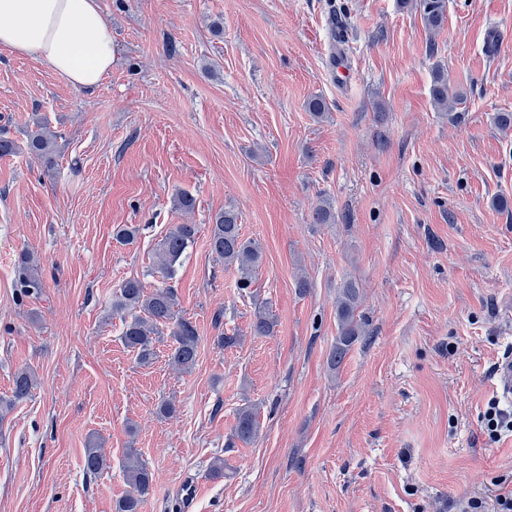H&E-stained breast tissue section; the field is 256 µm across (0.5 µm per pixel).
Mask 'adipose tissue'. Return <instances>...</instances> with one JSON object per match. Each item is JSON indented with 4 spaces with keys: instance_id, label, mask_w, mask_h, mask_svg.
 I'll list each match as a JSON object with an SVG mask.
<instances>
[{
    "instance_id": "1",
    "label": "adipose tissue",
    "mask_w": 512,
    "mask_h": 512,
    "mask_svg": "<svg viewBox=\"0 0 512 512\" xmlns=\"http://www.w3.org/2000/svg\"><path fill=\"white\" fill-rule=\"evenodd\" d=\"M0 47L46 62L76 89L112 72V33L99 0H0Z\"/></svg>"
}]
</instances>
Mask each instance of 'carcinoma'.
Listing matches in <instances>:
<instances>
[{
	"mask_svg": "<svg viewBox=\"0 0 512 512\" xmlns=\"http://www.w3.org/2000/svg\"><path fill=\"white\" fill-rule=\"evenodd\" d=\"M418 7L425 27L430 32L443 28L448 9V0H419ZM431 96L434 107L448 113V122H460L457 106L464 103L466 94L450 85L444 70L437 66L434 71ZM57 134L47 127H40L28 134L26 150L40 159L45 168L54 163V145ZM317 224L335 223L332 203L323 200L315 209ZM197 225L177 224L162 239L156 252L155 268L166 279L175 274V267L186 250L195 241ZM209 245L212 253L224 260L226 265L237 266L240 272L238 288L245 290L251 286L253 273L262 260V248L254 240L246 239L238 224V215L232 210H224L215 215L211 225ZM22 287L31 295L42 293L44 284L34 258L25 253L21 257ZM362 294L359 284L353 280L343 283L336 298L337 336L330 354L333 368L341 365L353 344L361 338L364 326L357 310L361 305ZM179 299L176 290L170 286L146 291L142 282L127 279L115 294L112 308L121 314L124 322L123 340L136 351L139 360L146 362L155 355V344L160 341L162 330L170 328L173 344L169 360L178 371L191 370L197 360L199 336L192 321L177 316ZM275 321L265 303L254 307L250 330L254 336H270L274 333ZM34 377L28 369L17 371L13 379L10 403L27 400L32 393ZM259 424L256 412L251 407L240 410L234 436L243 443L253 441L258 434ZM83 467L87 474L96 475L106 467V459L96 448L85 449ZM126 482L130 491L114 504V512H140L144 496L153 482L152 473L139 458L130 455L124 466Z\"/></svg>",
	"mask_w": 512,
	"mask_h": 512,
	"instance_id": "carcinoma-1",
	"label": "carcinoma"
}]
</instances>
